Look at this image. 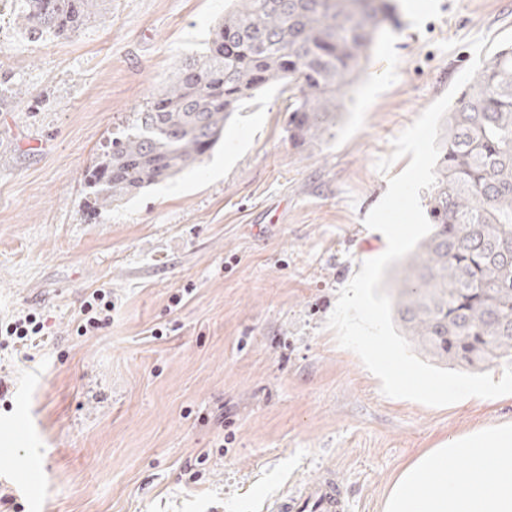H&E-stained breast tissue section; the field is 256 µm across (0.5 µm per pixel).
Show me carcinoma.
<instances>
[{"label": "carcinoma", "instance_id": "cac0c4a2", "mask_svg": "<svg viewBox=\"0 0 512 512\" xmlns=\"http://www.w3.org/2000/svg\"><path fill=\"white\" fill-rule=\"evenodd\" d=\"M99 0H24L19 25L36 41L79 35ZM388 0H231L205 51L187 60L112 138L89 178L104 206L195 166L236 108L262 87L301 85L288 102L296 143L334 137ZM431 233L401 262L403 335L434 362L480 370L512 362V43L498 46L448 110Z\"/></svg>", "mask_w": 512, "mask_h": 512}]
</instances>
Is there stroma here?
<instances>
[{
  "label": "stroma",
  "instance_id": "1",
  "mask_svg": "<svg viewBox=\"0 0 512 512\" xmlns=\"http://www.w3.org/2000/svg\"><path fill=\"white\" fill-rule=\"evenodd\" d=\"M391 4L334 138L291 141L290 92L268 86L198 167L102 209L89 171L228 2L103 0L78 36L32 42L22 0H0V321L47 327L38 346L0 347V462L32 461L0 485L16 512H265L327 466L350 512H382L418 455L512 422V395L384 396L326 326L387 247L363 220L408 161H376L512 40V0ZM98 288L112 319L77 335Z\"/></svg>",
  "mask_w": 512,
  "mask_h": 512
}]
</instances>
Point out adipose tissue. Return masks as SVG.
<instances>
[{"mask_svg": "<svg viewBox=\"0 0 512 512\" xmlns=\"http://www.w3.org/2000/svg\"><path fill=\"white\" fill-rule=\"evenodd\" d=\"M384 512H512V425L420 455L400 474Z\"/></svg>", "mask_w": 512, "mask_h": 512, "instance_id": "adipose-tissue-1", "label": "adipose tissue"}]
</instances>
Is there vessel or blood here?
<instances>
[{"instance_id":"vessel-or-blood-1","label":"vessel or blood","mask_w":512,"mask_h":512,"mask_svg":"<svg viewBox=\"0 0 512 512\" xmlns=\"http://www.w3.org/2000/svg\"><path fill=\"white\" fill-rule=\"evenodd\" d=\"M349 499L334 469H323L313 480L268 504V512H348Z\"/></svg>"}]
</instances>
